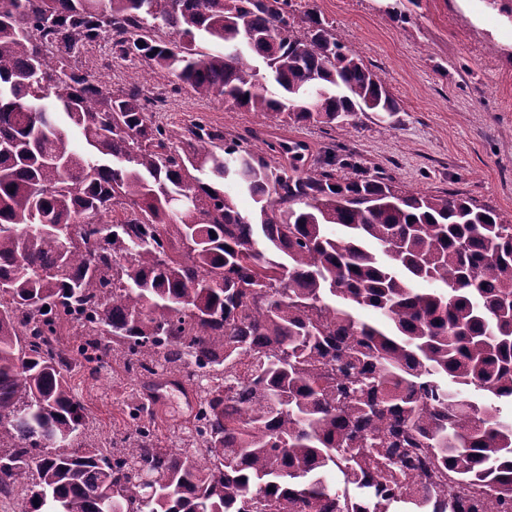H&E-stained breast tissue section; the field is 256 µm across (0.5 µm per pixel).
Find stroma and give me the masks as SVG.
<instances>
[{
	"label": "stroma",
	"mask_w": 512,
	"mask_h": 512,
	"mask_svg": "<svg viewBox=\"0 0 512 512\" xmlns=\"http://www.w3.org/2000/svg\"><path fill=\"white\" fill-rule=\"evenodd\" d=\"M315 3L337 40L382 78L399 110L383 120L360 116L353 128L303 125L294 137L316 152L334 149L337 176L356 168L382 172L411 192L448 191L490 205L512 224V20L484 0H402V21L389 12L388 0ZM110 55L103 42L78 65L110 89L133 69L146 91L165 90L164 79L141 64L119 63V75H112L103 66ZM162 116L182 124L202 117L228 137L249 136L261 121L221 100L184 93L168 98ZM74 382L89 439L110 437L122 418L111 369L95 378L75 375Z\"/></svg>",
	"instance_id": "stroma-1"
}]
</instances>
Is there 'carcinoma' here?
I'll return each instance as SVG.
<instances>
[{
  "instance_id": "obj_1",
  "label": "carcinoma",
  "mask_w": 512,
  "mask_h": 512,
  "mask_svg": "<svg viewBox=\"0 0 512 512\" xmlns=\"http://www.w3.org/2000/svg\"><path fill=\"white\" fill-rule=\"evenodd\" d=\"M102 41L277 123H165L163 94L79 68ZM396 111L308 2L0 0V493L22 488L20 512H460L452 480L483 491L472 512H512V224L338 178L284 135ZM95 360L130 381L110 448L78 443L73 372ZM153 362L198 401L177 436L132 374Z\"/></svg>"
}]
</instances>
